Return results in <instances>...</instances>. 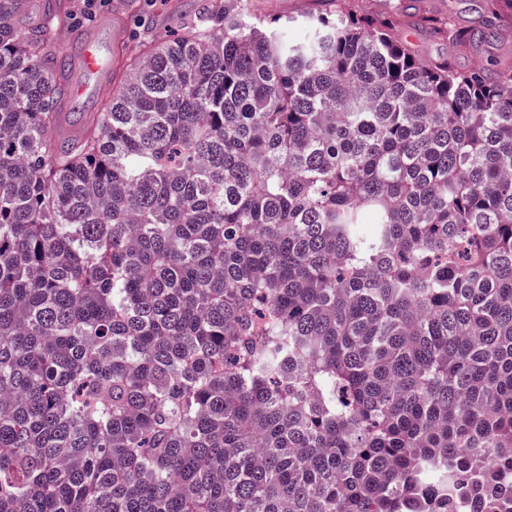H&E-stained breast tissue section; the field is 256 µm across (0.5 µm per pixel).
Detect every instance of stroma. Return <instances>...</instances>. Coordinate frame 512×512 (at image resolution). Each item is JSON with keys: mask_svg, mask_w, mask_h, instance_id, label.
Returning <instances> with one entry per match:
<instances>
[{"mask_svg": "<svg viewBox=\"0 0 512 512\" xmlns=\"http://www.w3.org/2000/svg\"><path fill=\"white\" fill-rule=\"evenodd\" d=\"M204 0H136L135 6L120 8V0H82L80 14L74 21L60 26L55 38L68 58L67 75L71 96L66 111L87 114L102 112L112 91L110 79L81 69L76 61L81 51L73 35H88L104 62H111L116 45L114 33L122 31L129 45H136L143 33L162 36L182 34L178 21L198 14ZM366 9L397 16L402 32L421 58L452 56L457 68L466 71L495 62L512 60V14L503 18L504 37L498 41H475L458 50L448 43L431 39L413 29L412 13L429 10L451 16L457 26L471 31L481 30L488 16L485 0H364Z\"/></svg>", "mask_w": 512, "mask_h": 512, "instance_id": "1", "label": "stroma"}]
</instances>
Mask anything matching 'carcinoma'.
Returning <instances> with one entry per match:
<instances>
[{
  "label": "carcinoma",
  "instance_id": "cac0c4a2",
  "mask_svg": "<svg viewBox=\"0 0 512 512\" xmlns=\"http://www.w3.org/2000/svg\"><path fill=\"white\" fill-rule=\"evenodd\" d=\"M309 2L209 0L61 139L78 4L0 0V512H512V65ZM262 7L267 15L279 16L284 21L288 18L301 19L304 15L307 0H261Z\"/></svg>",
  "mask_w": 512,
  "mask_h": 512
}]
</instances>
